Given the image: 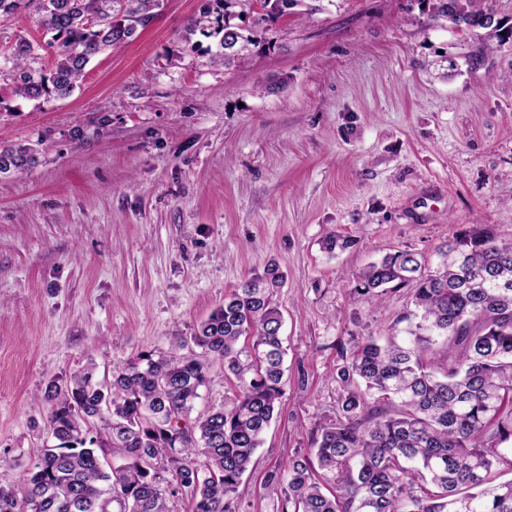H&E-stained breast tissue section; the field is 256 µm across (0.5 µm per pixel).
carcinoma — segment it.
I'll return each instance as SVG.
<instances>
[{
  "instance_id": "carcinoma-1",
  "label": "carcinoma",
  "mask_w": 512,
  "mask_h": 512,
  "mask_svg": "<svg viewBox=\"0 0 512 512\" xmlns=\"http://www.w3.org/2000/svg\"><path fill=\"white\" fill-rule=\"evenodd\" d=\"M162 0H38L48 39L18 35L0 59V75L28 100L69 95L90 60L132 38ZM188 34L219 37L211 61L248 58L257 26L288 15L301 0H212ZM260 3L250 27L233 23ZM431 15L491 43L512 41L493 0H421ZM55 49L51 75L31 63ZM36 149H0V174L37 163ZM431 269L409 251L388 253L356 276L353 292L380 298L406 288L413 309L402 316L410 340L370 336L338 369L346 386L336 421L321 426L310 458L292 459L273 476L280 512H512V480L491 473L512 455V241L483 227L455 237ZM286 277L270 264L224 295L191 340L224 361L239 389L231 408L191 418L207 365L182 336L156 355L142 354L106 385L91 368L46 388L55 443L40 448L28 475L0 464V512H169L189 497L191 512H240L235 494L282 395V314L273 301ZM251 346L238 347L241 337ZM458 351L425 360L439 338ZM114 450L123 463L104 467Z\"/></svg>"
}]
</instances>
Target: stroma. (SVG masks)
<instances>
[{
  "label": "stroma",
  "mask_w": 512,
  "mask_h": 512,
  "mask_svg": "<svg viewBox=\"0 0 512 512\" xmlns=\"http://www.w3.org/2000/svg\"><path fill=\"white\" fill-rule=\"evenodd\" d=\"M204 2L163 0L69 97L29 101L0 78V149L38 150L0 175V458L32 468L49 383L89 365L108 379L193 336L274 262L284 395L236 497L279 512L271 477L335 419L342 353L405 336L408 290L371 303L359 271L395 251L435 266L476 224L512 240V42L488 48L418 0H319L225 67L187 33ZM37 18L31 0L0 18V54L43 41ZM336 234L354 244L327 253ZM201 394L195 414L233 405L222 360Z\"/></svg>",
  "instance_id": "stroma-1"
}]
</instances>
